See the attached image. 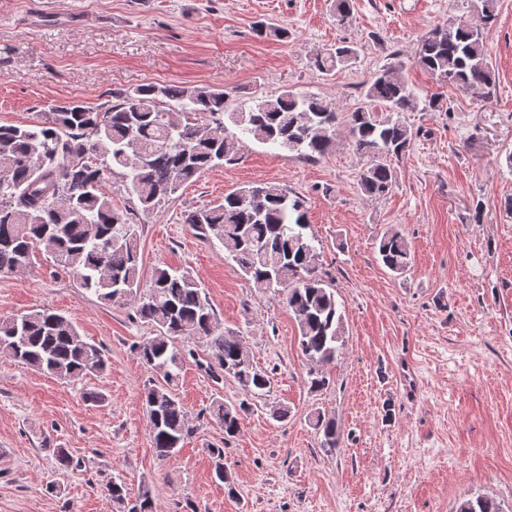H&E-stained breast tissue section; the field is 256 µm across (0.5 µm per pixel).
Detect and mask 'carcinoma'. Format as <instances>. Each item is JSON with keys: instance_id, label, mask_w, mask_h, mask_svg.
Wrapping results in <instances>:
<instances>
[{"instance_id": "1", "label": "carcinoma", "mask_w": 512, "mask_h": 512, "mask_svg": "<svg viewBox=\"0 0 512 512\" xmlns=\"http://www.w3.org/2000/svg\"><path fill=\"white\" fill-rule=\"evenodd\" d=\"M469 20H448L421 34L412 65L443 88L483 97L496 86L484 31L497 19L496 0H474ZM259 36L288 38V28L259 22ZM360 45L340 41L311 58V67L329 74L359 55ZM113 102L91 107L80 101L54 104L24 125H0V276L32 266L43 253L53 266L106 304L133 305L135 316L155 335L135 347L138 360L157 375L144 389L154 453L173 455L190 433L176 386L187 344H206L213 377L230 376L244 399H214L210 416L227 437L241 429L248 399L270 391L272 376L257 367L240 337L224 333L205 289L187 270L154 268L147 293L140 292V216L149 215L204 171L239 159L246 141L282 148L314 159L336 145L339 129L362 164L361 193L386 196L396 182L394 161L410 149L413 132L402 114L443 108V95H419L406 68L389 63L358 88L350 108L286 86L254 98L245 110L228 111L227 93L207 86L146 83L112 93ZM121 179L128 206L112 204V178ZM202 238L215 237L224 256L257 286L282 296L298 327L297 348L311 364L307 383L321 390L328 380L321 367L341 356L346 336L344 312L321 271V254L306 234V201L274 183L251 184L224 195V202L185 214ZM378 255L392 273L412 263L405 236L390 228L380 237ZM0 354L31 369L75 382L103 373V349L88 342L64 315L50 309L0 317ZM321 449L339 447L335 419L314 413ZM215 477L229 486L212 448ZM128 512H155L149 485H142ZM455 512H502L495 500L463 497Z\"/></svg>"}]
</instances>
